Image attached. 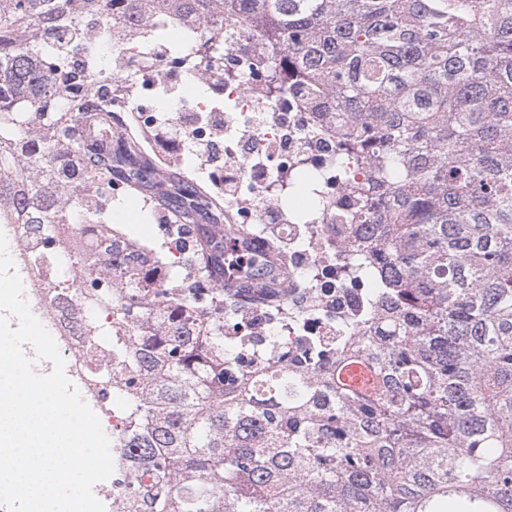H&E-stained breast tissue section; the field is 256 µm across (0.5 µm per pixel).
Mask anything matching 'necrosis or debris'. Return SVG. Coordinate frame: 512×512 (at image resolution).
<instances>
[{"mask_svg": "<svg viewBox=\"0 0 512 512\" xmlns=\"http://www.w3.org/2000/svg\"><path fill=\"white\" fill-rule=\"evenodd\" d=\"M220 26L227 44L224 68L236 74V82L209 86L201 97L186 96V89L202 78L186 67L198 43L185 38L166 42L148 56L135 48L113 53L98 67V81L105 87L110 73L123 75L130 93L113 99L112 109L128 137L139 140L141 150L154 159L176 152L190 157L198 149H209L214 160L204 181L223 186L225 223L240 226L255 244L266 247L276 240L266 258L287 276L270 285L287 288L288 312L278 319L265 304L245 307L252 335L273 332L281 345L291 348L302 336L330 339L340 335L350 314L363 305L337 270L354 252L355 235L343 217L354 166L346 164L340 173L327 168L336 152V132L317 125L314 113L302 103L301 89L281 98L266 97L270 46L258 43L245 24L227 18ZM162 97L173 102V109L158 106ZM217 112L224 116L220 142L208 122ZM304 169L319 180L313 210L286 201V187ZM68 209L72 223L45 224L36 232L27 224H11L5 234L15 264L27 272L24 290L30 311L50 328L85 402L99 408L105 432L117 443L112 450L115 470L93 493L106 512H141L133 451L124 445L125 407L140 385L120 376L111 360L114 345L128 341L136 328H117L105 311L84 302L74 283V255L92 244L84 232L86 216L79 200L71 199ZM91 319L97 320L99 333L90 337L85 324Z\"/></svg>", "mask_w": 512, "mask_h": 512, "instance_id": "necrosis-or-debris-1", "label": "necrosis or debris"}]
</instances>
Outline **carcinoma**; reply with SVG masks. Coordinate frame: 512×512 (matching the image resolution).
Listing matches in <instances>:
<instances>
[{"label": "carcinoma", "instance_id": "1", "mask_svg": "<svg viewBox=\"0 0 512 512\" xmlns=\"http://www.w3.org/2000/svg\"><path fill=\"white\" fill-rule=\"evenodd\" d=\"M226 14L275 46L270 94L301 80L320 121L345 115L332 164L369 170L348 215L364 309L291 353L224 335L241 318L224 268L259 283L267 261L238 225L198 223L211 190L175 155L144 159L94 80L121 30L150 21L155 44L191 22L217 39L206 22ZM201 45L187 67L220 58ZM118 184L195 225L211 314L178 281L148 290L122 254L103 215ZM75 194L109 240L96 270L76 257L80 277L115 256L137 289L116 323L163 304L155 334L115 347L145 372L129 435L146 512H512V0H0V224H69Z\"/></svg>", "mask_w": 512, "mask_h": 512}]
</instances>
